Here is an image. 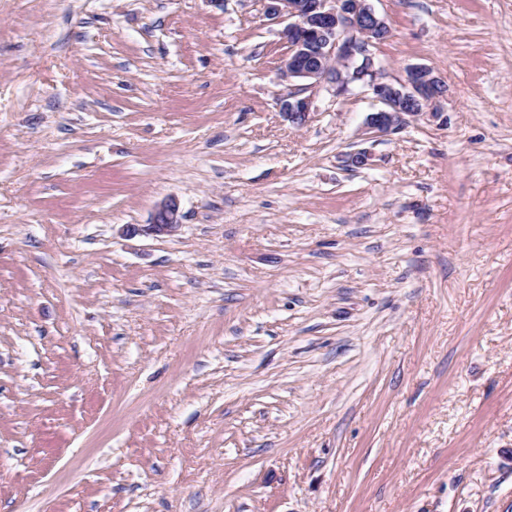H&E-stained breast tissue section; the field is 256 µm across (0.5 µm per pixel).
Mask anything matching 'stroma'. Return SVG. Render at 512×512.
<instances>
[{
	"mask_svg": "<svg viewBox=\"0 0 512 512\" xmlns=\"http://www.w3.org/2000/svg\"><path fill=\"white\" fill-rule=\"evenodd\" d=\"M369 2L373 139L263 0H0V512H512V0ZM181 225L179 203L175 198H168L158 203L152 213L149 224L140 226L129 224L126 226V234L135 236L146 233L154 236L170 235L177 231Z\"/></svg>",
	"mask_w": 512,
	"mask_h": 512,
	"instance_id": "1",
	"label": "stroma"
}]
</instances>
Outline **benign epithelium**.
<instances>
[{
  "mask_svg": "<svg viewBox=\"0 0 512 512\" xmlns=\"http://www.w3.org/2000/svg\"><path fill=\"white\" fill-rule=\"evenodd\" d=\"M267 14L291 19L284 32L288 52L282 75L304 82L310 91L304 97L290 93L280 100L283 113L295 125L308 121L320 92L338 97L361 86L382 103L365 123V135L377 138L397 132L410 117L436 110L445 95L441 79L423 65L407 67L405 78L396 83L383 81L373 48L390 25L369 0H267ZM180 225L179 203L168 198L156 205L149 223L129 224L126 234L164 236Z\"/></svg>",
  "mask_w": 512,
  "mask_h": 512,
  "instance_id": "1",
  "label": "benign epithelium"
}]
</instances>
